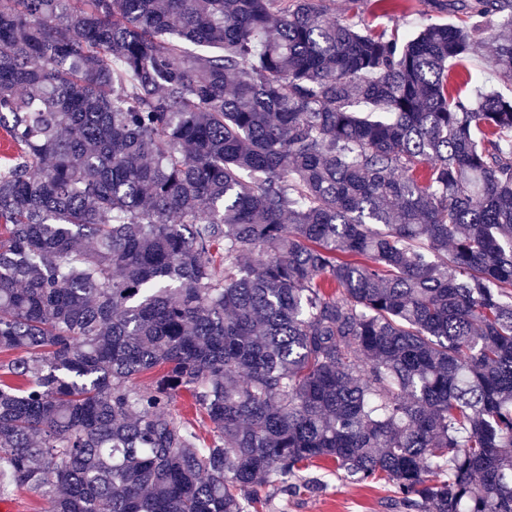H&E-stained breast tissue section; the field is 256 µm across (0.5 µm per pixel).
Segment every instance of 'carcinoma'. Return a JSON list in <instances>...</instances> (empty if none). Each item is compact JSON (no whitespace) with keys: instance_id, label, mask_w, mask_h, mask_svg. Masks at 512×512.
<instances>
[{"instance_id":"cac0c4a2","label":"carcinoma","mask_w":512,"mask_h":512,"mask_svg":"<svg viewBox=\"0 0 512 512\" xmlns=\"http://www.w3.org/2000/svg\"><path fill=\"white\" fill-rule=\"evenodd\" d=\"M421 3L454 21L0 0L14 484L52 512H252L323 460L415 512H512V97L464 80L482 41L512 83V0ZM413 8L404 16L391 18L382 16L380 13H373L369 10L360 12V19L363 24L376 33L385 32L387 35L397 34L400 38L417 32L424 25L432 22L448 21V17L436 12L425 5L414 2ZM173 409L197 433L201 442L202 440L205 442L210 440L212 433L209 421L200 414H197L194 407L190 406V401L185 394L175 397Z\"/></svg>"}]
</instances>
